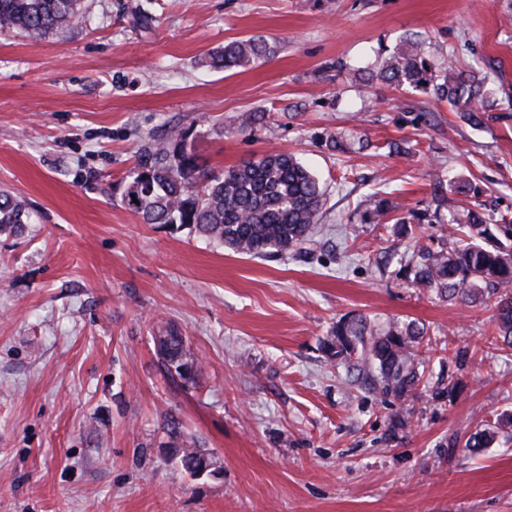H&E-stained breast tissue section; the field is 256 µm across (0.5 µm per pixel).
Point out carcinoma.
<instances>
[{"label": "carcinoma", "instance_id": "cac0c4a2", "mask_svg": "<svg viewBox=\"0 0 512 512\" xmlns=\"http://www.w3.org/2000/svg\"><path fill=\"white\" fill-rule=\"evenodd\" d=\"M83 19L81 0H0V28L28 38L61 34ZM271 54L267 40L251 36L224 44L209 55V65L229 71ZM379 77L392 86L445 101L474 120L495 105L477 69L461 70L451 60L445 66L434 64L425 40L416 37L400 44ZM123 202L145 224L186 226L235 252L259 257L302 253L321 219L325 199L319 179L285 151L268 152L211 175L188 145L186 132L179 129L171 131L166 147L140 154L126 176ZM28 220L26 203L0 190V234H15ZM450 223L459 226L460 238L449 247L417 243L404 277L450 304L490 307L492 338L498 348H512V218L490 224L481 205L472 204ZM427 336V328L414 321L383 324L349 314L322 341V351L345 368L352 382L383 400H402L423 383L417 353ZM153 341L166 372L186 390L195 386L199 362L179 330L168 326ZM463 390L462 382L450 375L448 385L436 386L435 396L452 401ZM165 432L164 446L174 449L181 463L207 456L197 440L182 434L178 422H168ZM502 437L512 441L511 412L476 428L463 447L479 452Z\"/></svg>", "mask_w": 512, "mask_h": 512}]
</instances>
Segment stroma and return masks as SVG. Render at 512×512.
<instances>
[{"label":"stroma","mask_w":512,"mask_h":512,"mask_svg":"<svg viewBox=\"0 0 512 512\" xmlns=\"http://www.w3.org/2000/svg\"><path fill=\"white\" fill-rule=\"evenodd\" d=\"M83 4L58 35L0 31V190L34 216L0 235V512H512V444L448 445L512 409V350H487L489 308L398 274L415 238L453 239L464 202L512 216V0ZM411 34L434 63L477 67L496 112L477 125L370 79ZM250 36L274 57L207 66ZM253 111L264 122L241 130ZM174 127L217 170L273 149L306 163L326 205L304 253L252 258L142 223L123 179ZM333 134L370 146L338 153ZM372 192L389 220L374 221ZM349 313L425 324L434 363L488 357L458 369L455 401L385 404L321 351ZM169 324L201 361L195 388L157 361ZM171 419L218 473L182 468Z\"/></svg>","instance_id":"stroma-1"}]
</instances>
